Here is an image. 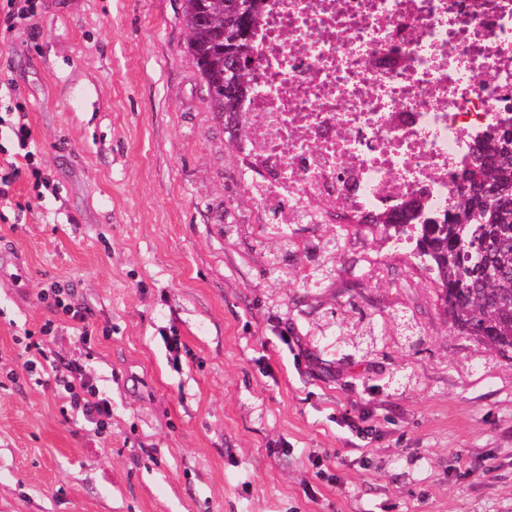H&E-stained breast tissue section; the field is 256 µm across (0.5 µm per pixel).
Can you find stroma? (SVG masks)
<instances>
[{
    "label": "stroma",
    "mask_w": 512,
    "mask_h": 512,
    "mask_svg": "<svg viewBox=\"0 0 512 512\" xmlns=\"http://www.w3.org/2000/svg\"><path fill=\"white\" fill-rule=\"evenodd\" d=\"M34 2L0 34V76L54 191L36 201L19 179L32 209L0 222V512H512V360L457 335L382 227L294 225L297 243L337 241L320 287L313 255L269 269L183 0ZM54 280L89 342L41 303ZM50 317L42 346L92 375L106 432L25 369L15 339Z\"/></svg>",
    "instance_id": "stroma-1"
}]
</instances>
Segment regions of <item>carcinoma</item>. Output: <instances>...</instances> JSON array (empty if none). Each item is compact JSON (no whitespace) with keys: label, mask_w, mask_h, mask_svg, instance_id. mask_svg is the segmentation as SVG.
<instances>
[{"label":"carcinoma","mask_w":512,"mask_h":512,"mask_svg":"<svg viewBox=\"0 0 512 512\" xmlns=\"http://www.w3.org/2000/svg\"><path fill=\"white\" fill-rule=\"evenodd\" d=\"M235 0H206L194 10V0H183L182 22L188 33L186 50L192 57L209 95L215 119H234L249 132L243 116L232 117L224 108V25ZM471 157L460 172L486 186V194L458 201L453 215L415 218L401 234L414 240L419 255L428 259L433 279L442 292L453 327L462 335L483 343L489 350L512 360V151ZM269 250L271 270L288 275V257L298 245L283 234ZM319 250L321 276L333 271L336 242L326 240ZM493 266L499 275L487 280L479 266Z\"/></svg>","instance_id":"cac0c4a2"}]
</instances>
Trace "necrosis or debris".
I'll list each match as a JSON object with an SVG mask.
<instances>
[{"mask_svg":"<svg viewBox=\"0 0 512 512\" xmlns=\"http://www.w3.org/2000/svg\"><path fill=\"white\" fill-rule=\"evenodd\" d=\"M242 180L276 230L425 192L512 117V0H269Z\"/></svg>","mask_w":512,"mask_h":512,"instance_id":"4bbe7bcc","label":"necrosis or debris"}]
</instances>
